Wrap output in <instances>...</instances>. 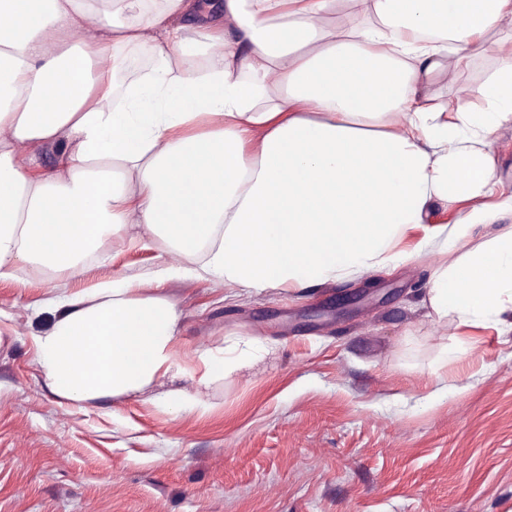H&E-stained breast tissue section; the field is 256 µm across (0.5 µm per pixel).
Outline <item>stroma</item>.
<instances>
[{
	"instance_id": "35a3bbf8",
	"label": "stroma",
	"mask_w": 512,
	"mask_h": 512,
	"mask_svg": "<svg viewBox=\"0 0 512 512\" xmlns=\"http://www.w3.org/2000/svg\"><path fill=\"white\" fill-rule=\"evenodd\" d=\"M502 55L486 52L436 104L481 103ZM437 246L408 262L310 288L177 280V359L194 389L201 354L253 352L205 389L209 414L142 395L79 408L47 388L34 337L49 288L145 275L180 257L159 238H113L81 280L38 264L0 279V512H512V339L458 340L419 304Z\"/></svg>"
}]
</instances>
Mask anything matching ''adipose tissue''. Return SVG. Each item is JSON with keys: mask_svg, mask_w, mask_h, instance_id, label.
<instances>
[{"mask_svg": "<svg viewBox=\"0 0 512 512\" xmlns=\"http://www.w3.org/2000/svg\"><path fill=\"white\" fill-rule=\"evenodd\" d=\"M337 3L0 0V278L25 262L75 276L103 240L144 231L183 257L47 294L35 362L54 395L81 407L171 374L169 281L306 288L404 262L416 231L442 256L428 317L512 334V63L480 108L431 104L488 35L512 48V0H351L343 24ZM130 49L151 65L116 83ZM224 354L163 407L206 414Z\"/></svg>", "mask_w": 512, "mask_h": 512, "instance_id": "adipose-tissue-1", "label": "adipose tissue"}]
</instances>
